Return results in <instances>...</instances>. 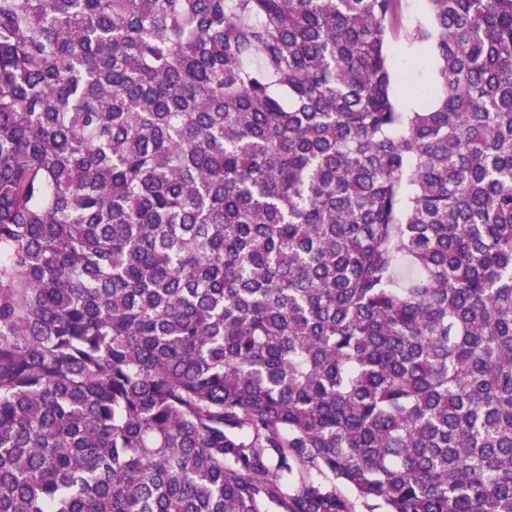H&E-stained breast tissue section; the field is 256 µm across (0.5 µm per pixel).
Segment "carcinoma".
I'll return each instance as SVG.
<instances>
[{
    "instance_id": "obj_1",
    "label": "carcinoma",
    "mask_w": 512,
    "mask_h": 512,
    "mask_svg": "<svg viewBox=\"0 0 512 512\" xmlns=\"http://www.w3.org/2000/svg\"><path fill=\"white\" fill-rule=\"evenodd\" d=\"M404 2L0 0V512H512V0ZM414 55L417 57L418 62L410 67L408 82L416 91L429 89L432 87L434 77L432 57L424 48H419Z\"/></svg>"
}]
</instances>
